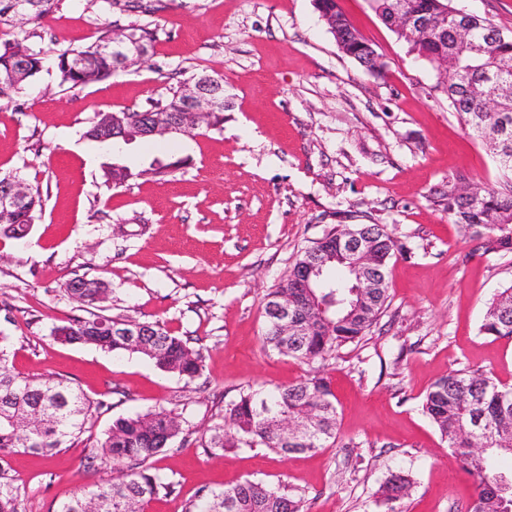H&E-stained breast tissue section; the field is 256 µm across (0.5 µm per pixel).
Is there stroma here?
I'll return each instance as SVG.
<instances>
[{"instance_id":"obj_1","label":"stroma","mask_w":512,"mask_h":512,"mask_svg":"<svg viewBox=\"0 0 512 512\" xmlns=\"http://www.w3.org/2000/svg\"><path fill=\"white\" fill-rule=\"evenodd\" d=\"M338 2L381 54L384 78L341 52L313 0H163L151 15L113 12L116 28L150 25L158 40L142 62L76 88L58 84L54 60L95 40L99 4L62 0L44 23L33 41L40 76L0 108V172L20 171L45 200L25 239L0 236V336L16 373L65 379L104 407L70 447L0 460L18 512H57L112 479L97 442L116 419L160 408L182 426L154 462L176 491L146 512H184L200 490L246 479L304 496L308 512H377L379 487L400 471L416 480L401 512H466L473 480L421 402L459 369L512 387V339L479 331L492 298L512 286V252L484 253L437 196L452 183L495 185L497 161L370 0ZM201 71L224 78L223 130L169 149L134 142L112 152L85 138L96 113L145 107ZM185 156L170 176L145 173L153 160ZM116 159L140 177L105 186L102 166ZM339 224L388 225L397 243L388 309L365 339L324 361L265 349L267 293ZM83 275L107 282L105 314L196 339L202 376L189 382L136 354L53 340L77 313L64 283ZM315 373L338 400L335 443L293 457L201 447L241 387Z\"/></svg>"}]
</instances>
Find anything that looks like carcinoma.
<instances>
[{
	"instance_id": "1",
	"label": "carcinoma",
	"mask_w": 512,
	"mask_h": 512,
	"mask_svg": "<svg viewBox=\"0 0 512 512\" xmlns=\"http://www.w3.org/2000/svg\"><path fill=\"white\" fill-rule=\"evenodd\" d=\"M61 0H0V102L14 103L24 86L43 68V57L30 44L36 27L58 9ZM102 8L123 5L126 10L155 12L157 4L142 0H101ZM315 8L328 30L330 20L344 15L336 0H318ZM373 9L384 24L395 15L422 13L430 20V30L419 41L409 40L393 30L408 46L415 59L433 65L437 57L448 54L456 61L448 70V84L435 89L447 95L448 106L460 116L465 129L489 138L505 182L484 188L480 196L470 198L453 192L442 195L448 216L461 225L486 253L512 251V70L493 79L487 72L494 62H512V32L493 38L484 26V18L473 19L472 40L460 43L454 38L453 0H374ZM345 55L356 60L374 78L383 77L371 55L373 44L347 23ZM127 34L146 49L157 38V28L132 25ZM112 22L105 23L97 39L84 47L66 49L55 61L59 84L72 88L114 75L122 70L112 56L109 44ZM206 72L196 73L179 83L164 100L149 103L145 109L99 113L84 132V137L100 144L117 140L125 144L139 139L151 142L153 131L162 120L176 122L186 105L185 92L197 84ZM497 99L500 110L489 112L487 100ZM188 159L160 161L137 173L118 163L104 171L105 183L120 187L129 179L144 174L166 177L187 165ZM8 179L23 182L25 195L20 204L0 209V230L21 239L42 211L41 187L14 172H0V184ZM365 237L374 253L370 275L386 279L389 260L396 247L385 224H364ZM343 232L336 225L323 238L295 259L288 275L267 295L264 306V343L279 354L313 362L325 359L345 344L360 340L376 324L388 307V288H354L356 276L349 256L342 250ZM66 292L77 304L82 317L54 327L55 339L68 343H90L117 355L138 354L167 372L191 382L203 371L201 349L173 335L159 322L136 321L140 326L137 345L119 335L126 319L100 313L109 288L99 279L75 277L64 283ZM288 298L290 316L288 334L279 328L277 308ZM480 332L496 338H512V286L490 302ZM94 403L63 381H43L20 376L9 368L7 348L0 345V456L19 449L50 454L79 438ZM39 410L55 416L54 425H42L33 417ZM422 410L447 443L452 456L471 476L475 497L467 512H512V479L497 473L492 460L512 455V388L496 382L478 370H455L436 380L426 393ZM279 411L306 424L303 435L288 436L263 416ZM29 417L20 428L3 418L4 413ZM336 395L329 381L310 376L284 388L270 391L247 389L226 404L224 421L214 426L201 446L214 450L242 445L267 448L283 456L317 451L336 440ZM182 432L179 415L159 409L146 414L121 417L113 421L106 437L97 444L104 463L121 472V477L99 483L63 502L57 512H135L150 501L175 492L174 483L152 471L151 461L170 447ZM484 448L483 454L475 452ZM414 481L410 475L394 473L380 486L376 504L384 512H396L394 503L409 496ZM0 512H17L16 498L9 482H0ZM185 512H307L302 496L290 495L281 488L246 480L222 490H203Z\"/></svg>"
}]
</instances>
